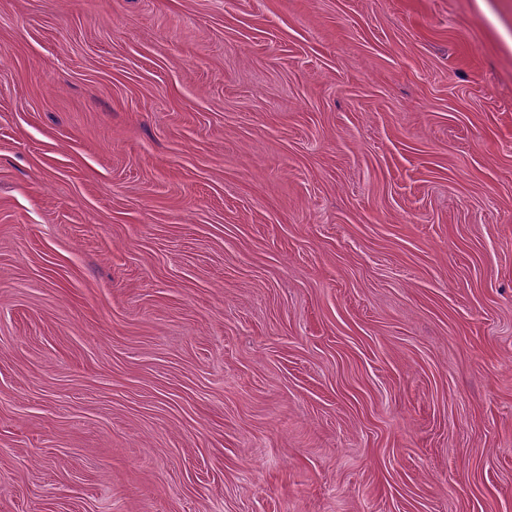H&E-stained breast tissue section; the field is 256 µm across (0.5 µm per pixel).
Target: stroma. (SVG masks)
<instances>
[{"label": "stroma", "mask_w": 512, "mask_h": 512, "mask_svg": "<svg viewBox=\"0 0 512 512\" xmlns=\"http://www.w3.org/2000/svg\"><path fill=\"white\" fill-rule=\"evenodd\" d=\"M0 512H512V0H0Z\"/></svg>", "instance_id": "35a3bbf8"}]
</instances>
